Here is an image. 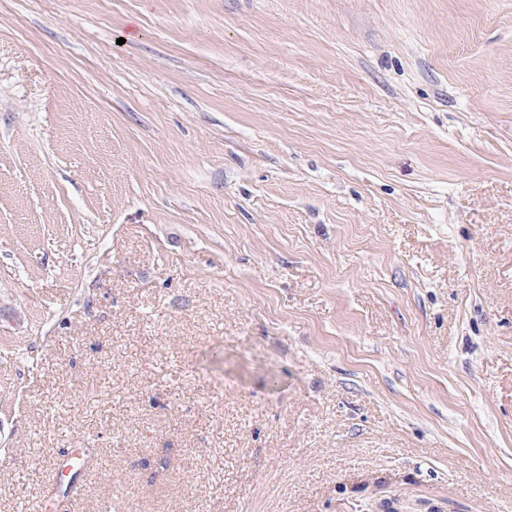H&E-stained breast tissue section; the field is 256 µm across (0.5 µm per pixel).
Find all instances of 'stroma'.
<instances>
[{
  "label": "stroma",
  "mask_w": 512,
  "mask_h": 512,
  "mask_svg": "<svg viewBox=\"0 0 512 512\" xmlns=\"http://www.w3.org/2000/svg\"><path fill=\"white\" fill-rule=\"evenodd\" d=\"M42 499L512 512V0H0V512Z\"/></svg>",
  "instance_id": "35a3bbf8"
}]
</instances>
